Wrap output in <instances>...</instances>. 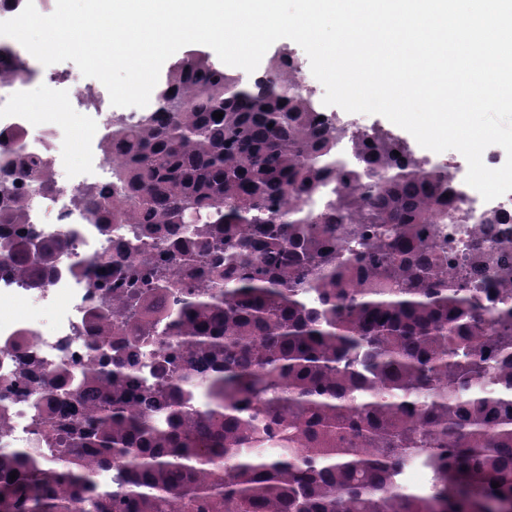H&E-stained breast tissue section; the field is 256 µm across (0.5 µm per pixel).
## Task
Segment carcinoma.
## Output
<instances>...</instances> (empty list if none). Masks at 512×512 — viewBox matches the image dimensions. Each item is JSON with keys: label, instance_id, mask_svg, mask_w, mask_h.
Here are the masks:
<instances>
[{"label": "carcinoma", "instance_id": "obj_1", "mask_svg": "<svg viewBox=\"0 0 512 512\" xmlns=\"http://www.w3.org/2000/svg\"><path fill=\"white\" fill-rule=\"evenodd\" d=\"M30 76L0 43V84ZM101 147L112 191L75 202L137 228L96 284L97 365L37 399L51 454L0 447V512H512V227L488 211L491 242L458 251L450 167L324 115L287 53L243 86L186 51ZM13 167L0 148V266L40 288L67 244L1 231L28 222Z\"/></svg>", "mask_w": 512, "mask_h": 512}]
</instances>
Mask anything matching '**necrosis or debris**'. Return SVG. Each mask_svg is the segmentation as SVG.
<instances>
[{
    "label": "necrosis or debris",
    "instance_id": "1",
    "mask_svg": "<svg viewBox=\"0 0 512 512\" xmlns=\"http://www.w3.org/2000/svg\"><path fill=\"white\" fill-rule=\"evenodd\" d=\"M59 81V75L45 76L36 72L26 82L0 85V131L17 130V159L33 154L56 157L54 130L44 129L39 139L32 141L25 127L20 126L19 120L25 115L26 103L48 95L53 84ZM52 181L51 189L41 190L34 185L32 179H19L18 192L29 204V221L65 235L74 257L92 260V274L88 277L75 275L70 272L68 264L64 263L47 278L44 287L33 289L16 280L10 273L0 271V292H8L20 299L49 304L58 301L62 304L56 324L47 331L34 324L16 321L0 323V376L12 372L15 360L8 345L21 335L33 341L41 360L42 372H52L63 362L82 365L88 362L83 331L94 295L92 284L95 277L108 273L109 266L104 257L107 252L114 250L115 244L101 233L97 224L90 221L83 208L74 204L73 198L84 189V182L64 178L58 172L54 173ZM460 205L467 215L464 227L460 228L456 236V246L461 250L476 243H486L487 236L481 226L485 212L495 210L504 219L512 218V197L481 202L467 195ZM1 409L5 410L9 418L10 428L0 432V446L34 447L31 424L35 410L32 405L12 396H0Z\"/></svg>",
    "mask_w": 512,
    "mask_h": 512
}]
</instances>
